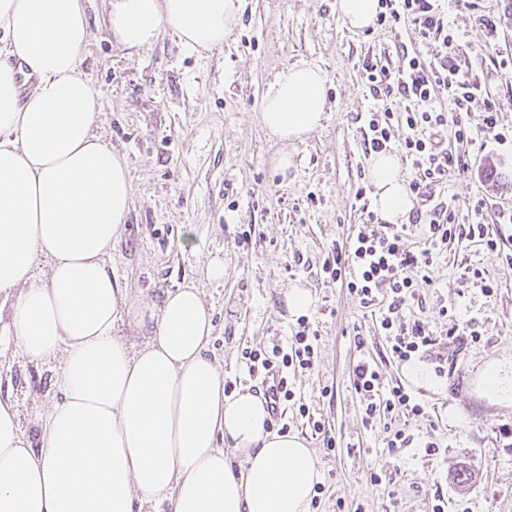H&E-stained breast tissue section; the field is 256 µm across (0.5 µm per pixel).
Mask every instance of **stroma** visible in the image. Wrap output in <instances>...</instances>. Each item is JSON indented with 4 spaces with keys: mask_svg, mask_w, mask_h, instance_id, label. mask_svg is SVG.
Listing matches in <instances>:
<instances>
[{
    "mask_svg": "<svg viewBox=\"0 0 512 512\" xmlns=\"http://www.w3.org/2000/svg\"><path fill=\"white\" fill-rule=\"evenodd\" d=\"M91 38L81 69L102 108L94 133L124 157L132 179L126 228L112 247L108 267L144 305L165 292L197 285L215 329L210 348L224 378L252 392L261 379L249 375L243 353L286 344L300 324L315 335V363L297 373L294 390L309 414L287 410L288 430L303 437L317 459L321 491L310 512H512V403H491L477 391V377L491 360H512V264L468 240L450 244L434 260L431 287L404 310L437 334L446 333L452 308L459 320L476 319L480 343L453 357L442 391H411L424 418L391 424L362 423V404L351 375L360 359L379 364L386 384H406L403 366L386 356L377 316L361 307L345 286L323 274L333 246L348 244L368 222L355 199L369 187L363 139L372 107L364 57L384 53L391 67L403 51L430 56L437 44L422 41L411 26L350 30L336 0H240L237 21L222 47L188 51L173 32L151 47L127 52L109 27V0H82ZM443 10L459 37L463 61L479 66L492 49L502 63L498 91L499 132L470 146V166L449 168L436 193L462 206L484 199L494 224L512 206V0H479L464 10L445 0ZM327 75L331 106L320 128L281 145L261 122L262 101L275 80L298 63ZM287 151L290 164L274 163ZM248 244H238L241 233ZM193 246H185L186 234ZM224 261V280L204 278L208 258ZM479 267L496 282L486 296L482 280L463 278ZM310 288L314 306L304 321L292 318L284 294ZM56 364L22 357L13 338L0 336V397L16 400L24 428L51 401ZM333 390V397L322 394ZM325 434L313 431L312 420ZM410 434L409 447L390 451V428ZM333 444H326V437ZM436 442L428 455L426 442ZM379 483H372L371 473Z\"/></svg>",
    "mask_w": 512,
    "mask_h": 512,
    "instance_id": "stroma-1",
    "label": "stroma"
}]
</instances>
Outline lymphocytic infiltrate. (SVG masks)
<instances>
[{
	"label": "lymphocytic infiltrate",
	"instance_id": "lymphocytic-infiltrate-1",
	"mask_svg": "<svg viewBox=\"0 0 512 512\" xmlns=\"http://www.w3.org/2000/svg\"><path fill=\"white\" fill-rule=\"evenodd\" d=\"M380 4L377 25H411L423 41L439 46L427 58L416 52L404 54L402 66L394 71L374 56L362 62L371 97L386 104L381 117L373 116L368 121L364 149L369 154L387 150L394 126L404 127L403 151L412 169L409 189L416 202L411 222L419 226L424 246L408 248L403 232L386 226L358 233L349 249L333 251L325 259L323 270L331 279L345 282L362 307L378 312L393 360L405 363L425 358L435 362L437 372L444 374L450 353L480 342L482 333L476 320L452 324L446 334L437 335L422 321L401 320L400 313L415 300L419 288L432 285L429 271L435 252L455 239L459 224L455 208L437 199L435 189L450 167L467 168L469 159L444 147L442 130L454 126L458 143H473L475 134L464 114L481 99L486 104L483 132L500 142L507 139L497 130V103L490 92V81L500 64L491 54L483 56L480 70L462 64L457 37L445 21L438 0H380ZM443 92L452 102L447 113L434 105ZM314 356L313 339L302 330L295 332L288 345L273 346L271 352H245L250 374L261 375L267 382L263 397L271 421L287 425V405L295 397L290 376L312 369ZM352 386L363 403L364 423L395 412L414 417L424 414L423 405L403 385L383 388L374 362L362 360L354 366Z\"/></svg>",
	"mask_w": 512,
	"mask_h": 512
}]
</instances>
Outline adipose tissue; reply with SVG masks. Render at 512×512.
<instances>
[{
    "label": "adipose tissue",
    "mask_w": 512,
    "mask_h": 512,
    "mask_svg": "<svg viewBox=\"0 0 512 512\" xmlns=\"http://www.w3.org/2000/svg\"><path fill=\"white\" fill-rule=\"evenodd\" d=\"M238 10L237 0H112L109 24L129 50L169 30L201 52L223 45ZM89 39L81 0H0V295L24 356L58 364V396L35 434L0 398V512H141L151 500L172 512H309L316 460L301 437L269 430L260 396L225 394L199 288L137 312L107 266L132 192L125 161L93 131L101 102L80 69ZM23 68L36 79L26 93ZM326 84L310 64L279 76L262 105L270 135L318 129ZM369 170L373 210L404 223L413 199L397 155H372ZM125 312L148 332L140 347L113 333Z\"/></svg>",
    "instance_id": "1"
}]
</instances>
